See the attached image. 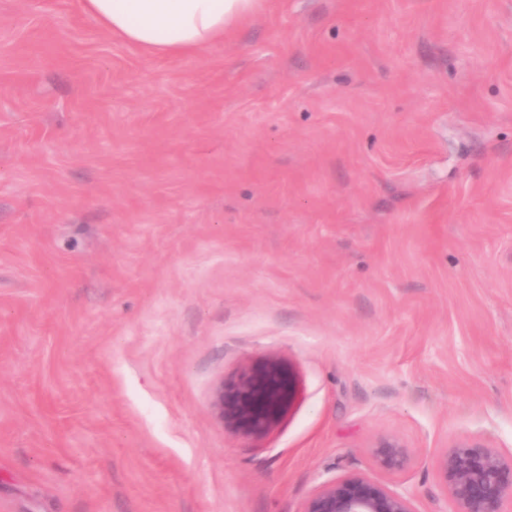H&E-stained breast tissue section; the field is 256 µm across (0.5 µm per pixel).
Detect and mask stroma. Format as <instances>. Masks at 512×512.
Returning a JSON list of instances; mask_svg holds the SVG:
<instances>
[{
	"label": "stroma",
	"mask_w": 512,
	"mask_h": 512,
	"mask_svg": "<svg viewBox=\"0 0 512 512\" xmlns=\"http://www.w3.org/2000/svg\"><path fill=\"white\" fill-rule=\"evenodd\" d=\"M473 441L512 456V0H267L190 56L0 0V512H457ZM292 375L277 362L246 368L229 393L216 387L212 408L219 420L243 436H260L275 427L295 398ZM377 448L378 461L382 467L391 470L400 467L403 463L405 453L398 441L384 440ZM304 512H415L408 492L393 490L369 477L326 482Z\"/></svg>",
	"instance_id": "1"
}]
</instances>
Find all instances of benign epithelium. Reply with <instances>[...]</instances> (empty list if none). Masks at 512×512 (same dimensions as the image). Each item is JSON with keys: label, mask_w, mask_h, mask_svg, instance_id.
<instances>
[{"label": "benign epithelium", "mask_w": 512, "mask_h": 512, "mask_svg": "<svg viewBox=\"0 0 512 512\" xmlns=\"http://www.w3.org/2000/svg\"><path fill=\"white\" fill-rule=\"evenodd\" d=\"M292 375L277 362L246 368L234 388L216 387L212 408L219 420L243 436H260L275 427L295 398ZM386 469L401 466L404 449L393 439L377 450ZM438 471L462 512H501L512 500V459L474 442L459 446L438 462ZM305 512H415L410 494L369 477L326 482L308 501Z\"/></svg>", "instance_id": "obj_1"}]
</instances>
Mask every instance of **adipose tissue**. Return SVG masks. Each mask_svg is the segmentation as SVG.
Wrapping results in <instances>:
<instances>
[{"label": "adipose tissue", "instance_id": "1", "mask_svg": "<svg viewBox=\"0 0 512 512\" xmlns=\"http://www.w3.org/2000/svg\"><path fill=\"white\" fill-rule=\"evenodd\" d=\"M265 0H83L96 22L151 54L188 55L223 38Z\"/></svg>", "mask_w": 512, "mask_h": 512}]
</instances>
